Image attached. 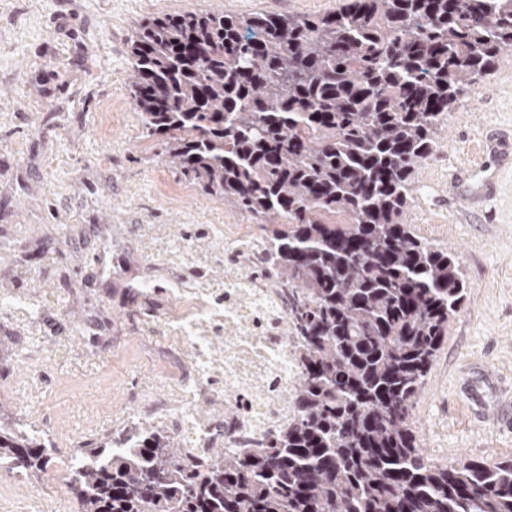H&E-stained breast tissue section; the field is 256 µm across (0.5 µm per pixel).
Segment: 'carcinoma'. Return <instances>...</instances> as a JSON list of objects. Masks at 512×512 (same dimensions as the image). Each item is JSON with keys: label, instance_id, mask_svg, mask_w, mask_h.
Wrapping results in <instances>:
<instances>
[{"label": "carcinoma", "instance_id": "carcinoma-1", "mask_svg": "<svg viewBox=\"0 0 512 512\" xmlns=\"http://www.w3.org/2000/svg\"><path fill=\"white\" fill-rule=\"evenodd\" d=\"M512 49V0H345L320 16L203 10L131 39L142 133L264 225L295 338L291 416L259 448L197 458L133 426L73 455L80 512H512V460L437 467L414 399L465 282L406 222L414 173L460 91ZM46 445L0 413V461Z\"/></svg>", "mask_w": 512, "mask_h": 512}]
</instances>
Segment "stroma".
<instances>
[{
  "instance_id": "35a3bbf8",
  "label": "stroma",
  "mask_w": 512,
  "mask_h": 512,
  "mask_svg": "<svg viewBox=\"0 0 512 512\" xmlns=\"http://www.w3.org/2000/svg\"><path fill=\"white\" fill-rule=\"evenodd\" d=\"M343 0H0V409L45 440L32 478L0 466V512H79L66 468L77 448L131 425L177 436L172 387L198 382L186 346L144 327L146 306L171 320L182 297L132 298L151 278L144 225L178 224L218 278L224 226L257 220L189 184L142 136L130 93V40L148 18L185 10L322 15ZM512 135V50L462 89L416 174L407 222L454 255L465 300L415 401L422 456L438 466L512 459V419L477 418L460 390L474 364L512 403V167L482 208L461 210L448 179L485 132ZM98 264L83 263L85 254Z\"/></svg>"
}]
</instances>
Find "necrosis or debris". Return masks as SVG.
Listing matches in <instances>:
<instances>
[{
    "label": "necrosis or debris",
    "instance_id": "1",
    "mask_svg": "<svg viewBox=\"0 0 512 512\" xmlns=\"http://www.w3.org/2000/svg\"><path fill=\"white\" fill-rule=\"evenodd\" d=\"M175 292L186 302L180 321L153 312L145 321L151 333L168 344H189L196 351L200 380L194 386L179 385L182 402L175 409L190 453H197L196 443L203 438L223 440L228 448L259 447L279 423V410L294 376L291 357L295 342L283 331V310L269 304L277 289L261 277L253 279L245 292L184 284L177 285ZM230 328L237 339L225 349L223 362H215L209 344ZM204 390L223 397V424L211 426L194 420L190 404Z\"/></svg>",
    "mask_w": 512,
    "mask_h": 512
}]
</instances>
